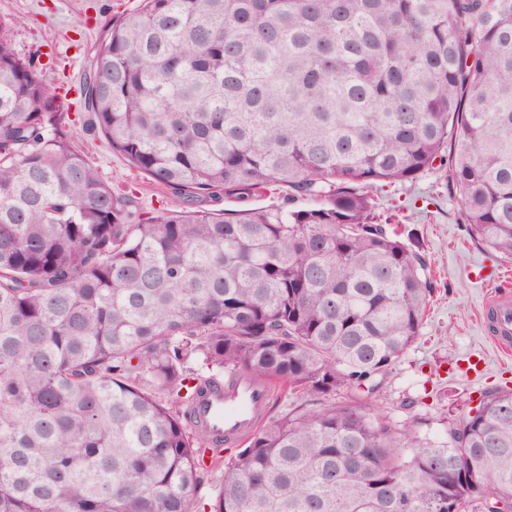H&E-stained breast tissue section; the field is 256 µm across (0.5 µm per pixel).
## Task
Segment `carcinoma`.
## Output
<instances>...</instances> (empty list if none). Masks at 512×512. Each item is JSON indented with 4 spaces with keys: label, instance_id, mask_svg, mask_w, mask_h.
<instances>
[{
    "label": "carcinoma",
    "instance_id": "obj_1",
    "mask_svg": "<svg viewBox=\"0 0 512 512\" xmlns=\"http://www.w3.org/2000/svg\"><path fill=\"white\" fill-rule=\"evenodd\" d=\"M78 93L170 207L112 190L1 36L0 512H192L196 361L289 401L215 456L209 512L512 510V389L436 440L370 406L433 292L373 189L448 152L470 236L512 259V0H141ZM284 203L282 193H267L262 196L254 197L247 202H238L232 199L222 198L217 202H209L212 209H241V208H254V207H278Z\"/></svg>",
    "mask_w": 512,
    "mask_h": 512
}]
</instances>
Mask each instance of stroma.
<instances>
[{
    "mask_svg": "<svg viewBox=\"0 0 512 512\" xmlns=\"http://www.w3.org/2000/svg\"><path fill=\"white\" fill-rule=\"evenodd\" d=\"M138 4L139 0H0V26L18 55L36 62L47 87L62 94L78 87L105 24ZM76 141L117 194L137 193L145 211L159 209V193L151 191L147 178L130 170L104 138L81 130ZM376 213L404 233L419 234L434 291L419 338L395 363L390 385L373 407L394 420L414 423L419 436L436 439L443 435V414H463L477 404L484 388L512 387V355L496 349L480 323L484 277L496 272L512 277V260L470 238L443 166L413 181L384 185L376 196ZM406 397L413 399L412 408L402 407Z\"/></svg>",
    "mask_w": 512,
    "mask_h": 512,
    "instance_id": "stroma-1",
    "label": "stroma"
}]
</instances>
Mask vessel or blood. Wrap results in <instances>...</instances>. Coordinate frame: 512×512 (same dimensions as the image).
Listing matches in <instances>:
<instances>
[{
  "instance_id": "1",
  "label": "vessel or blood",
  "mask_w": 512,
  "mask_h": 512,
  "mask_svg": "<svg viewBox=\"0 0 512 512\" xmlns=\"http://www.w3.org/2000/svg\"><path fill=\"white\" fill-rule=\"evenodd\" d=\"M484 322L493 343L512 351V285L504 283L484 301ZM269 397L266 388L245 382L204 388L188 408L191 423L205 430L215 444L241 442L260 424Z\"/></svg>"
}]
</instances>
